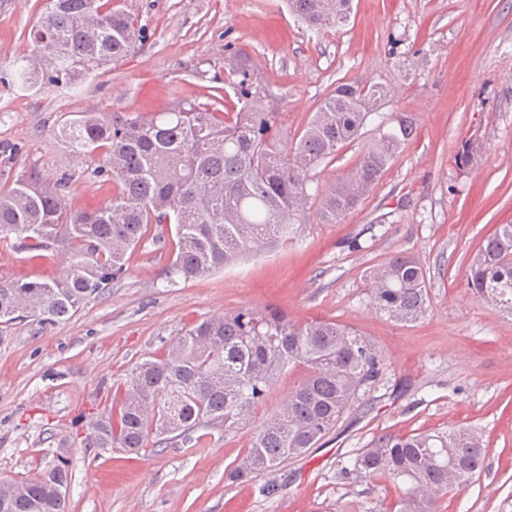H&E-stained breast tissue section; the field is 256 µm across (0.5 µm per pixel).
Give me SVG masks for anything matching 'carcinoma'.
<instances>
[{
	"label": "carcinoma",
	"instance_id": "carcinoma-1",
	"mask_svg": "<svg viewBox=\"0 0 512 512\" xmlns=\"http://www.w3.org/2000/svg\"><path fill=\"white\" fill-rule=\"evenodd\" d=\"M311 27L340 28L351 0H287ZM144 29L112 0H52L30 31L33 52L12 81L31 90L45 81L75 86L123 58ZM237 107L223 110L224 88L209 86L205 101L182 100L148 116L86 112L65 122L57 137L94 160L91 175L112 183V197L87 211L67 208L64 178L47 183L31 172L0 190V249L55 251L64 256L51 279H0V321L37 317L54 324L121 279L127 254L149 240L169 251V272L185 281L219 272L287 242L300 232L313 194L312 171L338 146L357 139L388 94L381 81L337 83L293 137L277 113L254 109L263 87L248 59L233 67ZM410 116L380 131L362 160L320 199L319 217L336 224L379 183L413 139ZM174 225L175 238L164 228ZM378 309L413 323L428 310L426 271L395 254L367 272ZM468 282L483 302L512 316V224L481 244ZM286 372L300 377L288 398L251 435L245 454L225 468L226 481L273 473L305 456L330 433L359 388L379 375L368 340L328 321L296 325L277 310L207 318L161 356L135 364L120 383L121 397L87 425L84 447L177 448L204 431L236 435L251 426ZM486 448L475 429L383 434L338 472L342 480L385 476L404 488L388 512H439L441 501L471 485ZM69 477L59 458L34 477L12 481L0 512H69Z\"/></svg>",
	"mask_w": 512,
	"mask_h": 512
}]
</instances>
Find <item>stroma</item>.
Returning <instances> with one entry per match:
<instances>
[{
	"label": "stroma",
	"mask_w": 512,
	"mask_h": 512,
	"mask_svg": "<svg viewBox=\"0 0 512 512\" xmlns=\"http://www.w3.org/2000/svg\"><path fill=\"white\" fill-rule=\"evenodd\" d=\"M145 36L81 86L12 82L33 50L46 0H0V189L39 171L69 179L75 210L107 202L111 184L56 134L88 107L145 116L202 97L249 57L271 94L256 101L288 132L303 127L340 81H391L361 136L315 171L327 189L355 167L379 120L412 117L416 136L375 190L339 223L311 201L300 233L224 271L170 282L167 253L143 242L125 276L71 318L0 323V480L68 461L70 512H382L398 486L337 475L383 434L477 429L485 466L442 512H512V317L474 297L468 270L496 225L512 223V0H352L338 29L306 27L286 0H120ZM424 267L429 306L418 323L380 313L364 279L394 254ZM60 257L0 254V278H51ZM294 323L333 320L375 347L380 375L364 385L307 455L243 483L224 479L248 434L138 454L85 449L83 416L112 404V384L193 324L241 309ZM275 483L272 496L261 488Z\"/></svg>",
	"instance_id": "1"
}]
</instances>
